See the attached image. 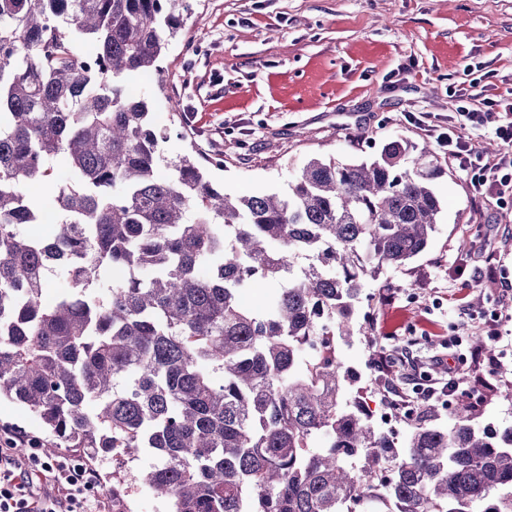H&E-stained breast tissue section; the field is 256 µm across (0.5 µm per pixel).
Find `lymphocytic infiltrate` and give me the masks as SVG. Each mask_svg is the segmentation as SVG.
<instances>
[{"label":"lymphocytic infiltrate","mask_w":512,"mask_h":512,"mask_svg":"<svg viewBox=\"0 0 512 512\" xmlns=\"http://www.w3.org/2000/svg\"><path fill=\"white\" fill-rule=\"evenodd\" d=\"M496 115L475 110L460 113L461 122L481 126L496 120L495 134L507 152L489 157L476 150L456 126L439 130L430 120H417V127L435 137L448 159L466 171L478 197L504 200L512 195V93L500 102ZM37 441L25 431L0 428V512H102L104 503L97 490L98 472L82 459L43 461L36 452ZM27 447V458L14 450Z\"/></svg>","instance_id":"f902f5d3"}]
</instances>
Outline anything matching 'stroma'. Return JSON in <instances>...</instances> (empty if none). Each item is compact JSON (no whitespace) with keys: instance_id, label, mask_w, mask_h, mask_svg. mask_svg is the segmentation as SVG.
<instances>
[{"instance_id":"stroma-1","label":"stroma","mask_w":512,"mask_h":512,"mask_svg":"<svg viewBox=\"0 0 512 512\" xmlns=\"http://www.w3.org/2000/svg\"><path fill=\"white\" fill-rule=\"evenodd\" d=\"M181 18L160 71L127 89L147 102L165 156L195 143L223 156L211 174L234 197L287 191L313 157L352 162L393 139L424 144L413 124L420 113L444 125L512 90V0H186ZM435 192L437 232L407 265L365 284L353 318L371 335L340 347L356 379L351 395L378 415L391 410L380 354L407 358L395 383L409 397L414 383L435 379L433 357L468 354L485 315L499 313L512 330V200L479 199L452 165ZM490 254L506 282L489 294L462 284L457 268ZM386 293L394 304L382 305ZM56 454L89 459L104 497L120 480L131 512H169L140 481L154 456L135 454L125 468L82 448Z\"/></svg>"}]
</instances>
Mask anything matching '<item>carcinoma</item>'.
I'll return each mask as SVG.
<instances>
[{
    "mask_svg": "<svg viewBox=\"0 0 512 512\" xmlns=\"http://www.w3.org/2000/svg\"><path fill=\"white\" fill-rule=\"evenodd\" d=\"M183 2L0 0V397L68 448L152 451L141 481L171 512H512V427L425 401L398 448L346 398L338 346L369 336L365 282L437 231L438 159L391 140L232 197L212 160L164 156L125 84L158 70ZM51 266L70 288L49 299Z\"/></svg>",
    "mask_w": 512,
    "mask_h": 512,
    "instance_id": "obj_1",
    "label": "carcinoma"
}]
</instances>
